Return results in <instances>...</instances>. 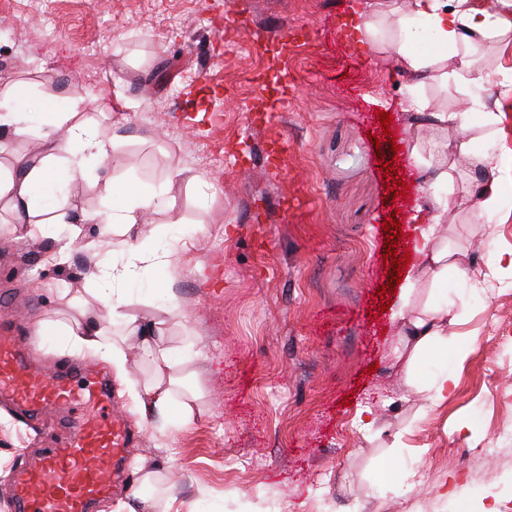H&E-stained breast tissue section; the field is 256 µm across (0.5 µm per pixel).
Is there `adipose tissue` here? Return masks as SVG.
Here are the masks:
<instances>
[{
	"label": "adipose tissue",
	"instance_id": "obj_1",
	"mask_svg": "<svg viewBox=\"0 0 512 512\" xmlns=\"http://www.w3.org/2000/svg\"><path fill=\"white\" fill-rule=\"evenodd\" d=\"M389 19L403 31L428 21L440 53L417 54L403 40L384 37L381 27ZM356 29L371 46L383 47L388 55L400 59L416 77L415 85L407 89V102L416 115L425 117L427 132L416 135L411 154L425 155L427 135L452 126L457 129V136L429 156L428 166L436 171L438 180H453L455 171L462 170L475 186L480 185V177L499 170L496 156L476 151L467 106H459L452 112L430 111L428 101L418 94L417 88L424 84L444 87L452 78L473 86L487 82L489 75L477 65L473 49L482 39L512 32V0H497L492 9L476 6L474 0H366ZM19 89L16 83L0 88V99L7 103L6 108L0 109V135L36 134L43 155L35 164L0 166V202L19 217L25 237L35 240L44 236L47 225L76 223L73 211L58 205L56 199L63 188L84 180L86 160L111 158L112 142L103 138L96 122L82 113L81 95L30 102L20 97ZM105 190L121 199L122 204L92 213L91 219L108 227L140 226L146 215L167 205L163 196L129 189L111 178L106 179ZM462 207V198L451 193L428 200L415 215L420 223L415 243L418 261L405 279L393 314L398 332L392 348L410 387L422 383L423 358L443 346L448 334L447 304L430 299L418 302L419 286L438 281L451 272L462 278L468 274L465 253L448 247L446 227L448 216L456 215ZM169 261V254L128 247L120 259L105 266L101 274L104 285L95 291L96 298L109 310V324L82 316L52 324L44 320L40 326L45 329L52 325L66 331L70 348L101 352L119 371L125 366V353L113 339L111 325L121 326L126 335L138 337L140 357L149 374L143 382L131 384L133 395L142 410H154L166 417L177 415L186 425L196 416L197 396L178 393L180 382L175 373L174 353L165 343L163 324L144 320L134 313L121 288L122 283L137 275L142 265Z\"/></svg>",
	"mask_w": 512,
	"mask_h": 512
}]
</instances>
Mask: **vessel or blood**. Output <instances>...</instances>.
Masks as SVG:
<instances>
[{
    "label": "vessel or blood",
    "instance_id": "b4317fda",
    "mask_svg": "<svg viewBox=\"0 0 512 512\" xmlns=\"http://www.w3.org/2000/svg\"><path fill=\"white\" fill-rule=\"evenodd\" d=\"M0 398L21 418L54 411L70 422L56 446L15 467L12 512H92L100 499L127 485L131 429L113 410L106 380L77 364L54 372L34 368L26 340L7 318L0 320Z\"/></svg>",
    "mask_w": 512,
    "mask_h": 512
}]
</instances>
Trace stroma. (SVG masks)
<instances>
[{
  "mask_svg": "<svg viewBox=\"0 0 512 512\" xmlns=\"http://www.w3.org/2000/svg\"><path fill=\"white\" fill-rule=\"evenodd\" d=\"M364 0H0V86L25 82L34 99L93 89L82 111L115 138L111 166L87 162L64 191L75 212L109 205L99 176L165 191L144 246L171 250L124 285L134 307L166 319V341L202 348L179 376L201 391L191 424L141 414L127 388L146 371L127 352L113 376V405L137 437L126 450L134 479L158 473L174 512H497L512 502V34L480 41L490 74L471 87L424 86L431 110L466 102L478 151L502 165L495 210L466 202L448 244L468 253L467 279L432 287L448 302V347L427 357L424 376L448 371L447 398L407 387L389 350L396 332L380 311L389 281L382 223L397 215L400 251H413L409 218L425 199L468 191L423 172L405 147L402 109L411 74L349 27ZM244 25L248 41L217 43L213 21ZM113 99L103 116L99 99ZM392 115L383 140L379 112ZM494 112L485 128V112ZM258 127L246 132L245 115ZM288 155L279 159L280 142ZM407 183L390 197L381 165ZM0 209V296L22 298L17 324L67 313L66 285L90 315L98 224H52L18 239ZM68 261L46 263L58 238ZM190 240L188 252L176 253ZM172 291L178 314L164 301ZM371 404L377 431L360 430ZM60 418L21 423L0 403V512L10 476ZM494 456H486V449Z\"/></svg>",
  "mask_w": 512,
  "mask_h": 512,
  "instance_id": "1",
  "label": "stroma"
}]
</instances>
